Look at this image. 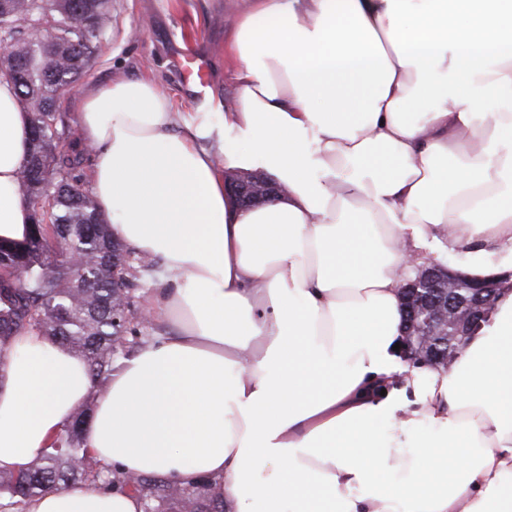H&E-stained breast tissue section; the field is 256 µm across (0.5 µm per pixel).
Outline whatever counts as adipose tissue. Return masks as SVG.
I'll return each mask as SVG.
<instances>
[{"mask_svg": "<svg viewBox=\"0 0 512 512\" xmlns=\"http://www.w3.org/2000/svg\"><path fill=\"white\" fill-rule=\"evenodd\" d=\"M221 121L118 78L75 102L112 232L159 259L164 334L94 390L26 330L0 346V471L84 443L120 473L206 482L224 512H512V289L453 365L412 364L404 279L512 273V0H255ZM500 103L484 108L487 97ZM30 116L0 79V241H23ZM284 188L243 208L225 171ZM27 512H144L125 489Z\"/></svg>", "mask_w": 512, "mask_h": 512, "instance_id": "adipose-tissue-1", "label": "adipose tissue"}]
</instances>
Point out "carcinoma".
I'll return each mask as SVG.
<instances>
[{"mask_svg": "<svg viewBox=\"0 0 512 512\" xmlns=\"http://www.w3.org/2000/svg\"><path fill=\"white\" fill-rule=\"evenodd\" d=\"M54 42L39 46L43 26ZM112 27V0H0V38L10 42L8 55L28 78L27 84L2 73L17 90L30 114L31 149L20 173L27 198L44 200L20 243H0V343L27 329L82 356L94 387L103 388L126 357L148 337L129 317L136 281L155 260L132 256L115 243L112 227L81 189L84 151L67 140V117L56 111L58 95L73 86L93 62L98 39ZM42 177L32 175L34 163ZM90 407L73 413L52 451L38 456L19 473L0 471V497L14 499L15 512L48 489L90 483L103 489L120 486L137 491L147 512H224L207 508L201 488L187 489L158 477L104 470L83 445Z\"/></svg>", "mask_w": 512, "mask_h": 512, "instance_id": "carcinoma-1", "label": "carcinoma"}]
</instances>
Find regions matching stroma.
<instances>
[{"instance_id":"1","label":"stroma","mask_w":512,"mask_h":512,"mask_svg":"<svg viewBox=\"0 0 512 512\" xmlns=\"http://www.w3.org/2000/svg\"><path fill=\"white\" fill-rule=\"evenodd\" d=\"M253 0H112V27L101 37L87 79L148 78L173 100L176 111L193 112L208 99L228 102L236 61L229 53L235 23ZM188 55L204 57L210 81L196 98L180 70Z\"/></svg>"}]
</instances>
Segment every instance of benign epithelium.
<instances>
[{"instance_id":"1","label":"benign epithelium","mask_w":512,"mask_h":512,"mask_svg":"<svg viewBox=\"0 0 512 512\" xmlns=\"http://www.w3.org/2000/svg\"><path fill=\"white\" fill-rule=\"evenodd\" d=\"M224 185L244 207L268 201L285 191L274 178L224 173ZM497 283H474L450 274L437 262L418 270L403 285L406 307L405 344L409 355L448 367L468 329L489 314Z\"/></svg>"}]
</instances>
